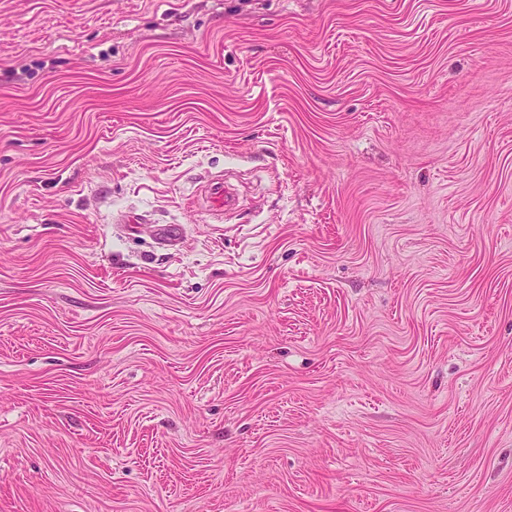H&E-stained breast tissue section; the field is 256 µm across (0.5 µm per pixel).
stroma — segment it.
Wrapping results in <instances>:
<instances>
[{
  "label": "stroma",
  "mask_w": 512,
  "mask_h": 512,
  "mask_svg": "<svg viewBox=\"0 0 512 512\" xmlns=\"http://www.w3.org/2000/svg\"><path fill=\"white\" fill-rule=\"evenodd\" d=\"M0 512H512V0H0Z\"/></svg>",
  "instance_id": "stroma-1"
}]
</instances>
